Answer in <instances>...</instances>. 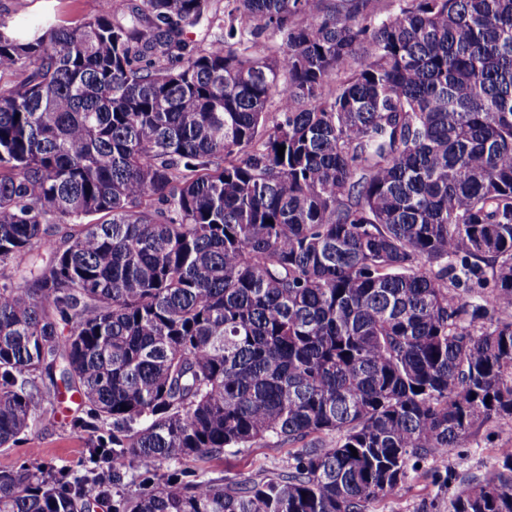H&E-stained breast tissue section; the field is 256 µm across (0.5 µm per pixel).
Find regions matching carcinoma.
Returning a JSON list of instances; mask_svg holds the SVG:
<instances>
[{"instance_id": "cac0c4a2", "label": "carcinoma", "mask_w": 512, "mask_h": 512, "mask_svg": "<svg viewBox=\"0 0 512 512\" xmlns=\"http://www.w3.org/2000/svg\"><path fill=\"white\" fill-rule=\"evenodd\" d=\"M211 2L0 24V448L70 392L91 449L0 512H369L512 420V0ZM291 446L281 448L254 447L228 457L226 460L211 463H191L193 467L201 466L206 469L207 475L212 477L239 478L240 474L250 475L258 469L276 470L285 467L288 463V451Z\"/></svg>"}]
</instances>
